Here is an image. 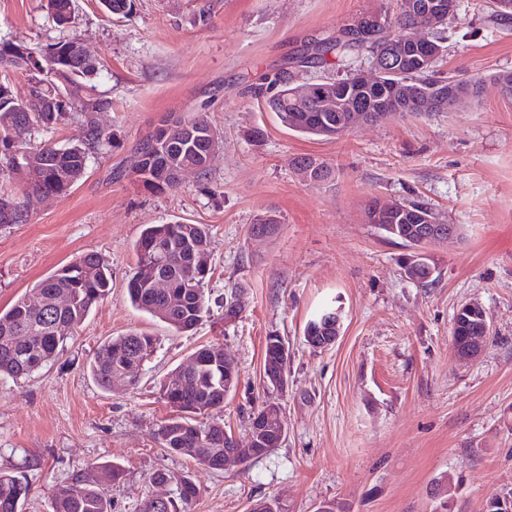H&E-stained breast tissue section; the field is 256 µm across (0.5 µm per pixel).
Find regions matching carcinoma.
I'll use <instances>...</instances> for the list:
<instances>
[{"label":"carcinoma","mask_w":512,"mask_h":512,"mask_svg":"<svg viewBox=\"0 0 512 512\" xmlns=\"http://www.w3.org/2000/svg\"><path fill=\"white\" fill-rule=\"evenodd\" d=\"M71 0H48V8L56 23L70 21ZM106 12L127 15L133 0H102ZM414 26L427 27L423 20L413 18L402 9L396 22L357 40L341 35L314 39L306 50L290 61V66L265 78L266 87L252 88L259 96L263 89L273 90L266 98L270 109L289 129L323 138H334L343 132L340 123L351 101L358 98L368 110L379 111L378 105L389 93L386 83L355 89L349 79H328L315 83L337 100V109L325 112L321 99L312 94L299 98L293 94L296 86L294 70L298 68L333 69L345 64L355 52H370L388 38H400ZM70 41L54 43L36 57L20 40L0 42V70L24 71L28 86L24 93L15 91L8 75L0 77V173L16 178L21 192H0V215L11 216L14 223L27 220L33 201L51 196H64L84 176L89 148L111 143L106 132L92 114L112 109V101L91 96L81 79L94 73L96 64L81 67L68 53ZM397 83L412 82L418 87L442 82L446 86L472 89L477 97L485 80L480 76L467 79H439L433 70H419L405 62L392 78ZM60 100L69 111L84 116L85 141L64 147L37 142L35 133L49 128L64 116L62 112H47L48 101ZM207 105L186 116L170 115L140 141L128 167V173L144 186L162 191L181 184L180 173L193 169L206 172V156L212 144V125L206 115ZM302 172L312 180L328 177L329 170L314 159L300 162ZM428 211V207L413 201L384 218L376 225L387 239L398 241L416 251L428 246L417 232L412 218ZM210 234L204 224H149L135 243L136 266L127 282L128 299L137 310L165 323L180 333L196 328L209 312L204 285L206 277L199 275V264L209 255ZM409 278L422 286L434 282L435 269L427 263H417L407 271ZM163 278L167 288H154V279ZM109 265L94 252L84 253L53 274L38 281L34 292L41 295L37 305L22 296L10 309L0 313V376L19 379L32 374L50 361L67 339L74 335L91 308L104 300L111 290ZM482 318L469 312L456 311L451 337L460 350L469 346L473 336L484 333ZM336 335V329L322 322V316L308 321L304 336ZM157 343V337L142 332H130L104 342L89 363V371L97 384L109 390L117 380L134 386L139 380L145 358ZM192 362L176 371L180 380L171 385L161 383L160 395L176 416L161 426L158 435L168 452L190 456L212 470L224 464V426L203 425L193 418L224 406V391H234L238 384V368L234 360L224 357V347L205 345L191 354ZM281 425L280 410L266 411L260 406L249 416V427L259 433L260 442L237 445L236 454L242 461L265 455L277 447ZM123 469L112 463L98 466L88 476H80L55 493L53 512H112V502L106 496L108 486L120 480ZM176 481V497L159 507L152 497L146 498L140 512H181V505L197 495L191 478H175L164 471L151 476V482ZM29 494L24 477L0 472V512H19V504Z\"/></svg>","instance_id":"cac0c4a2"}]
</instances>
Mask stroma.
I'll use <instances>...</instances> for the list:
<instances>
[{
    "instance_id": "35a3bbf8",
    "label": "stroma",
    "mask_w": 512,
    "mask_h": 512,
    "mask_svg": "<svg viewBox=\"0 0 512 512\" xmlns=\"http://www.w3.org/2000/svg\"><path fill=\"white\" fill-rule=\"evenodd\" d=\"M131 17L100 0H72L74 21L56 25L46 0H0V41L23 38L34 55L78 40L97 59L88 81L112 108L97 113L111 145L90 150L84 178L61 197L35 201L27 221L0 227V312L62 265L95 252L111 290L58 355L31 377L0 378V468L24 470L22 512H52L55 492L92 467L118 463L107 490L114 512H139L153 472L188 476L197 495L185 512H249L261 499L281 512H316L336 499L348 512H484L512 491V95L487 85L448 112L358 126L335 139L285 127L246 92L314 38L397 0H134ZM445 75L512 72V19L491 0H458L440 63ZM207 116L220 146L207 175L157 192L122 171L137 144L171 113ZM262 138H254V130ZM328 166L325 181L299 162ZM421 200L458 237L428 247L437 281L407 279L408 249L368 224L374 201ZM275 230L252 235L256 215ZM208 225L210 311L190 334L134 309L127 278L148 224ZM237 295L240 314L224 316ZM480 303L491 324L482 353L459 362L453 317ZM342 310L340 335L315 349L304 327L322 308ZM158 336L136 386L102 390L89 362L112 337ZM288 345V386L263 381L265 340ZM219 344L239 382L222 409L202 415L240 441L248 416L276 403L287 424L268 454L215 471L167 452L159 428L173 415L164 377L192 352ZM38 459L24 469L25 458ZM452 484L437 493L441 480Z\"/></svg>"
}]
</instances>
